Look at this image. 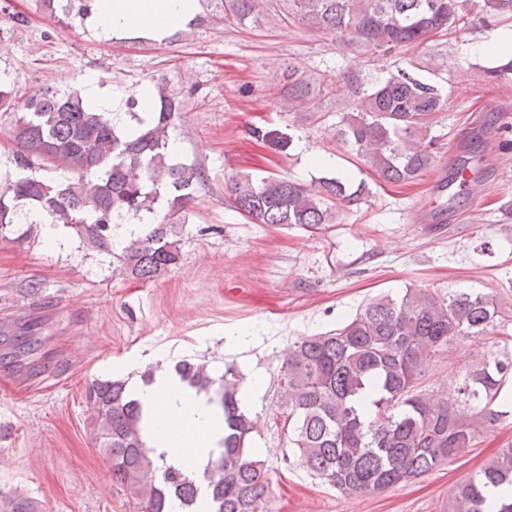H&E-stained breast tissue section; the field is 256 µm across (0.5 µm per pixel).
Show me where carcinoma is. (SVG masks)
<instances>
[{"label":"carcinoma","mask_w":512,"mask_h":512,"mask_svg":"<svg viewBox=\"0 0 512 512\" xmlns=\"http://www.w3.org/2000/svg\"><path fill=\"white\" fill-rule=\"evenodd\" d=\"M288 0V13L348 46L388 55L417 46L479 20L488 28L512 19V0ZM160 108L133 123L117 124L77 90L44 91L19 101L0 89V110L14 115L11 135L18 172L0 192V226L33 224L39 216L73 228L92 248L111 253L114 219L153 211L160 197L168 210L156 224L115 254L122 274L148 282L181 256L178 225L186 223L194 188L204 180L195 164L173 160L169 130L181 117L180 102L155 83ZM446 101L439 89L399 69L365 93L336 131L364 169L380 182L416 181L435 163L429 138ZM484 156L466 152L451 181L478 179ZM71 174L64 182L50 173ZM234 207L256 224L325 231L353 211L367 183L322 177L305 184L244 175L228 187ZM508 322L496 299L483 293L446 298L408 288L369 300L344 326L305 336L289 347L282 364L280 398L291 423L290 444L300 461L342 493L377 494L419 478L475 445L505 412L492 405L512 371V354L485 356L467 371L453 401H434L416 382L437 355L465 336H479ZM174 372L187 387L209 395L224 415V439L208 460L204 480L169 465L149 445L140 403L122 380H95L85 403L95 443L113 480L128 492L136 512H170L177 501L195 512L199 497L208 512H259L267 479L265 461L250 447L259 419L240 405L239 379L229 368L213 378L203 363L182 359ZM505 487L497 512H512V448H504L457 487L451 512H486L485 492ZM0 512H41L24 496L0 497Z\"/></svg>","instance_id":"1"}]
</instances>
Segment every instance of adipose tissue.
<instances>
[{
    "label": "adipose tissue",
    "mask_w": 512,
    "mask_h": 512,
    "mask_svg": "<svg viewBox=\"0 0 512 512\" xmlns=\"http://www.w3.org/2000/svg\"><path fill=\"white\" fill-rule=\"evenodd\" d=\"M92 21L100 30L121 35L140 30L161 38L184 25L196 0H99ZM128 386L143 409L153 445L168 459L180 460L181 450L192 447L195 464L206 463L224 433L221 416L204 396L187 389L167 363H160L151 383L130 379Z\"/></svg>",
    "instance_id": "adipose-tissue-1"
}]
</instances>
